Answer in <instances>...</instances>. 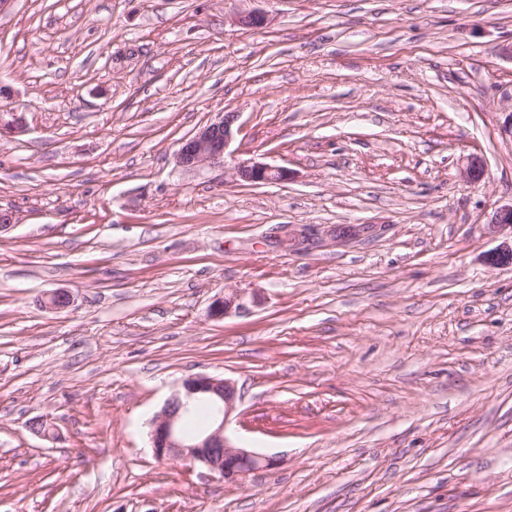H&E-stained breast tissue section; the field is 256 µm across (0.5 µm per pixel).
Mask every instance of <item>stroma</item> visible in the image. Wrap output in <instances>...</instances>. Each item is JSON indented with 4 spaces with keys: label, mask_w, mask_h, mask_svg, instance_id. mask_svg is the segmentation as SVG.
I'll list each match as a JSON object with an SVG mask.
<instances>
[{
    "label": "stroma",
    "mask_w": 512,
    "mask_h": 512,
    "mask_svg": "<svg viewBox=\"0 0 512 512\" xmlns=\"http://www.w3.org/2000/svg\"><path fill=\"white\" fill-rule=\"evenodd\" d=\"M510 43L512 0H11L0 512H512ZM221 112L290 179L177 169ZM228 288L260 301L212 318ZM194 375L236 382L226 433L275 469L155 459ZM492 233L505 237L502 245L494 252L490 261L496 264H504L512 261V203L495 209L487 223ZM510 237V243L508 241ZM370 232L368 224H347V225H336L330 227L326 233V238H329L333 242L349 241L357 239L364 234Z\"/></svg>",
    "instance_id": "1"
}]
</instances>
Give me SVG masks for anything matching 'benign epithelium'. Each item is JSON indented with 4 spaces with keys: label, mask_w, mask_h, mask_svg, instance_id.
<instances>
[{
    "label": "benign epithelium",
    "mask_w": 512,
    "mask_h": 512,
    "mask_svg": "<svg viewBox=\"0 0 512 512\" xmlns=\"http://www.w3.org/2000/svg\"><path fill=\"white\" fill-rule=\"evenodd\" d=\"M238 24L246 28H262L267 17L262 11H252L238 18ZM239 113L225 112L203 126L194 135L184 139L175 154V165L185 172H194L203 166L225 167L226 157L232 156L229 147L238 132ZM234 181L251 186L284 182L290 172L284 167L250 159L234 164ZM488 229L506 237L490 261L504 264L512 261V204L495 209L487 223ZM370 232L367 224L336 225L329 228L325 236L333 242L357 239ZM309 238L305 228L287 227L279 239V245L295 249ZM247 290L226 288L224 295L215 299L209 309L210 316L225 318L246 311ZM70 295L64 291L47 294L44 306L50 310L68 307ZM208 395L218 405V416L212 429L193 440L182 437L179 422L183 414L190 412L199 396ZM238 400L236 383L229 378L196 375L184 379L181 385L165 401L152 420L151 442L155 457L163 462L179 463L187 472L200 467L226 481L244 482L259 470L272 469L278 460L263 456L245 448H239L228 438L225 426Z\"/></svg>",
    "instance_id": "7a95c632"
}]
</instances>
